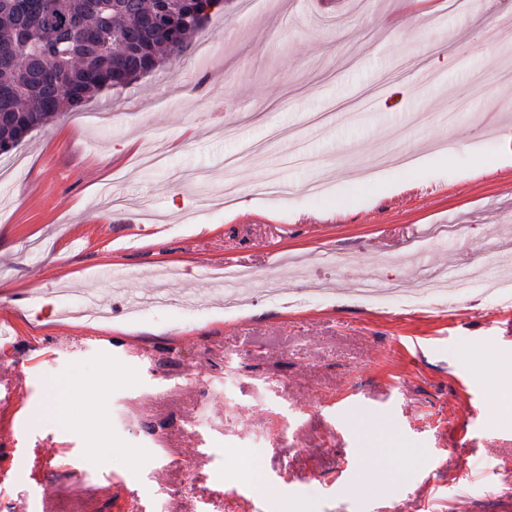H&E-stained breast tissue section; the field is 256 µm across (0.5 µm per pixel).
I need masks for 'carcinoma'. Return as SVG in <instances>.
Returning a JSON list of instances; mask_svg holds the SVG:
<instances>
[{"label":"carcinoma","mask_w":512,"mask_h":512,"mask_svg":"<svg viewBox=\"0 0 512 512\" xmlns=\"http://www.w3.org/2000/svg\"><path fill=\"white\" fill-rule=\"evenodd\" d=\"M34 0H0V152L107 88H123L184 50L224 0H165L170 21L143 20L160 0H53L47 22Z\"/></svg>","instance_id":"1"}]
</instances>
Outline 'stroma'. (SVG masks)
I'll use <instances>...</instances> for the list:
<instances>
[{
  "label": "stroma",
  "mask_w": 512,
  "mask_h": 512,
  "mask_svg": "<svg viewBox=\"0 0 512 512\" xmlns=\"http://www.w3.org/2000/svg\"><path fill=\"white\" fill-rule=\"evenodd\" d=\"M510 9L481 0L420 42L403 0H224L165 65L0 155V512H512V402L466 379L489 356L512 375V300L480 279L358 296L374 262L409 288L512 241V166L483 137L512 99L492 24ZM154 139L164 162L133 166ZM365 169L398 192L355 194ZM273 174L289 198L263 192ZM433 224L475 241H427ZM227 262L281 296L245 280L230 309ZM168 267L197 307L129 313L113 275L144 293ZM61 288L109 303V327L45 306Z\"/></svg>",
  "instance_id": "1"
}]
</instances>
